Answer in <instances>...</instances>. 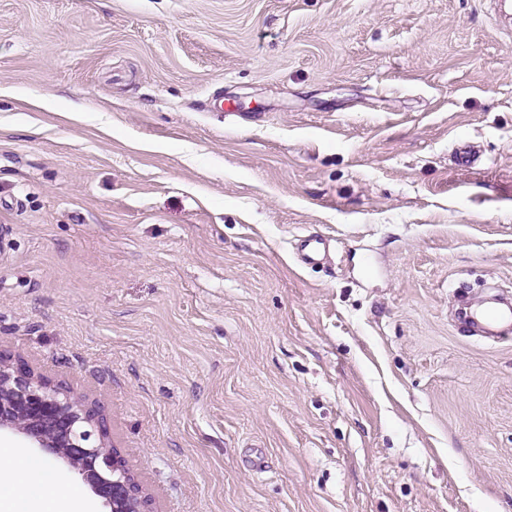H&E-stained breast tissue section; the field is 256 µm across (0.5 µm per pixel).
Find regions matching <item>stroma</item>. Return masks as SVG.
<instances>
[{"label": "stroma", "mask_w": 512, "mask_h": 512, "mask_svg": "<svg viewBox=\"0 0 512 512\" xmlns=\"http://www.w3.org/2000/svg\"><path fill=\"white\" fill-rule=\"evenodd\" d=\"M501 293L495 0H0V348L155 512H512ZM330 241L331 239L320 235H309L301 239L298 246L300 261L306 265L317 264L321 253L328 252ZM469 324L473 328L484 330L490 335H500L502 328L512 327V306L508 301H503L501 306L475 310L469 316Z\"/></svg>", "instance_id": "obj_1"}]
</instances>
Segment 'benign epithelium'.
Returning a JSON list of instances; mask_svg holds the SVG:
<instances>
[{
    "mask_svg": "<svg viewBox=\"0 0 512 512\" xmlns=\"http://www.w3.org/2000/svg\"><path fill=\"white\" fill-rule=\"evenodd\" d=\"M2 430L67 462L109 512H153L148 495L112 449L100 402L75 395L67 382L0 351Z\"/></svg>",
    "mask_w": 512,
    "mask_h": 512,
    "instance_id": "obj_1",
    "label": "benign epithelium"
}]
</instances>
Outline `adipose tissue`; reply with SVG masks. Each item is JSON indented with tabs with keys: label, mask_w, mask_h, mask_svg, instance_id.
I'll return each instance as SVG.
<instances>
[{
	"label": "adipose tissue",
	"mask_w": 512,
	"mask_h": 512,
	"mask_svg": "<svg viewBox=\"0 0 512 512\" xmlns=\"http://www.w3.org/2000/svg\"><path fill=\"white\" fill-rule=\"evenodd\" d=\"M52 463L0 448V512H85L79 489L60 491Z\"/></svg>",
	"instance_id": "adipose-tissue-1"
}]
</instances>
